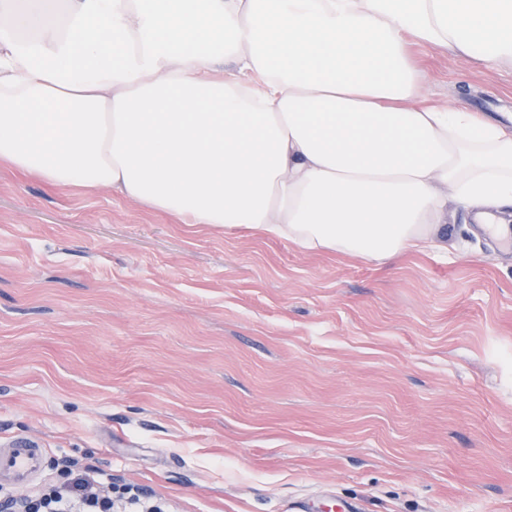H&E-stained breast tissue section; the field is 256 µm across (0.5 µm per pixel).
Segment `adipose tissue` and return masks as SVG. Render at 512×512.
I'll use <instances>...</instances> for the list:
<instances>
[{
	"mask_svg": "<svg viewBox=\"0 0 512 512\" xmlns=\"http://www.w3.org/2000/svg\"><path fill=\"white\" fill-rule=\"evenodd\" d=\"M413 41L512 67V0H0V163L395 262L512 220V113L424 101Z\"/></svg>",
	"mask_w": 512,
	"mask_h": 512,
	"instance_id": "adipose-tissue-1",
	"label": "adipose tissue"
}]
</instances>
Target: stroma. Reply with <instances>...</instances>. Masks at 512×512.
Wrapping results in <instances>:
<instances>
[{
	"label": "stroma",
	"mask_w": 512,
	"mask_h": 512,
	"mask_svg": "<svg viewBox=\"0 0 512 512\" xmlns=\"http://www.w3.org/2000/svg\"><path fill=\"white\" fill-rule=\"evenodd\" d=\"M496 120L512 68L412 45ZM392 264L0 166V442L163 512H512V248L448 208Z\"/></svg>",
	"instance_id": "obj_1"
}]
</instances>
